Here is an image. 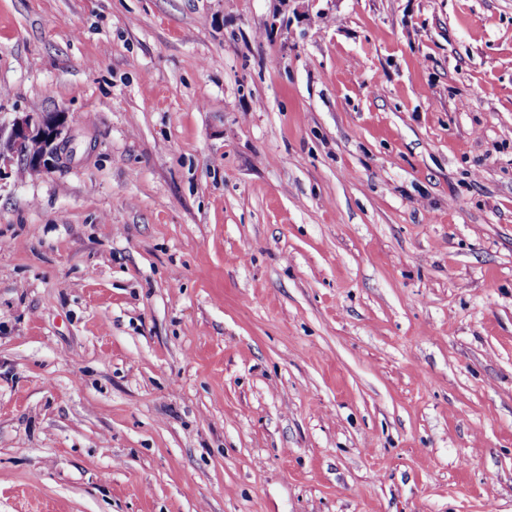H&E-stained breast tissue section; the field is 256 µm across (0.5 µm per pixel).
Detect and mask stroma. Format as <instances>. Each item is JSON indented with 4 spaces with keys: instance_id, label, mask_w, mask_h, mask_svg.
Segmentation results:
<instances>
[{
    "instance_id": "35a3bbf8",
    "label": "stroma",
    "mask_w": 512,
    "mask_h": 512,
    "mask_svg": "<svg viewBox=\"0 0 512 512\" xmlns=\"http://www.w3.org/2000/svg\"><path fill=\"white\" fill-rule=\"evenodd\" d=\"M0 512H512V0H0ZM75 140L67 113L28 112L14 120L7 136L0 128V174L14 164L35 172L58 168L73 155Z\"/></svg>"
}]
</instances>
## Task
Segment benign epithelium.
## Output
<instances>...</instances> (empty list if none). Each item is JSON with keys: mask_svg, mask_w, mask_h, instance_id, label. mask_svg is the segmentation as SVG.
Returning a JSON list of instances; mask_svg holds the SVG:
<instances>
[{"mask_svg": "<svg viewBox=\"0 0 512 512\" xmlns=\"http://www.w3.org/2000/svg\"><path fill=\"white\" fill-rule=\"evenodd\" d=\"M75 136L65 112H28L0 130V171L15 164L36 172L60 167L73 155Z\"/></svg>", "mask_w": 512, "mask_h": 512, "instance_id": "1", "label": "benign epithelium"}]
</instances>
